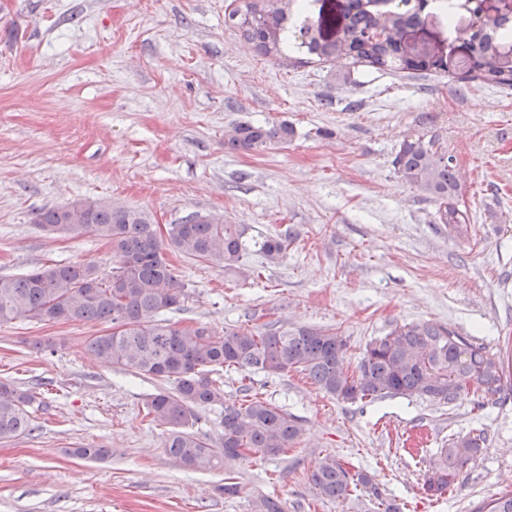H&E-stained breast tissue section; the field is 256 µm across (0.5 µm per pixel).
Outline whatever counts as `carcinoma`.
<instances>
[{
	"instance_id": "carcinoma-1",
	"label": "carcinoma",
	"mask_w": 512,
	"mask_h": 512,
	"mask_svg": "<svg viewBox=\"0 0 512 512\" xmlns=\"http://www.w3.org/2000/svg\"><path fill=\"white\" fill-rule=\"evenodd\" d=\"M238 0L224 13V24L267 58L285 56L281 34L288 13L298 0ZM435 0H342V24L333 38L315 34L310 24L299 26L301 46L309 58L302 64L336 62V76L350 75L348 60L376 72L420 70L401 45V33L416 28ZM483 0H459V9L474 18L466 33L469 54L464 70L489 87L512 86V67L500 59L499 40L512 26V15H483ZM294 128L286 122H240L224 132V147L255 152L286 144ZM394 170L409 186L437 204L436 220L459 231L467 213L454 207L459 184L448 149L426 130L402 136L392 160ZM32 223L45 229L89 233L112 248L116 265L101 270L83 263L47 266L20 276H0V323L86 321L109 325L89 338L87 348L98 360L135 374L173 384L147 403L148 414L167 430L166 454L178 464L207 471L223 459L276 455L302 436L299 420L283 408L254 396L241 407L224 405L221 372L261 371L307 375L323 392L343 401L376 400L388 396L420 397L439 403L458 400L471 383L482 402L497 401L503 390L505 365L496 352L441 324H395L367 343L354 369L345 364L343 338L329 330L274 326L263 332L226 330L218 335L204 326L181 327L157 319L178 308L187 297L186 283L167 257L171 249L199 261L219 260L224 270L243 269L244 230L200 213H190L169 225L167 237L149 213L112 204L110 200H75L40 210ZM288 235L265 236L260 251L270 263L282 260ZM35 400L28 390L0 382V440L34 430L27 407ZM224 406V439L216 451L190 429L198 408ZM485 437L457 436L439 450L426 481L427 491L442 494L460 471L483 452ZM311 482L323 499L347 500L358 487L376 492L372 478L353 473L336 457L326 455L315 465ZM471 512H512V492L478 502Z\"/></svg>"
}]
</instances>
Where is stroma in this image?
<instances>
[{
  "label": "stroma",
  "mask_w": 512,
  "mask_h": 512,
  "mask_svg": "<svg viewBox=\"0 0 512 512\" xmlns=\"http://www.w3.org/2000/svg\"><path fill=\"white\" fill-rule=\"evenodd\" d=\"M230 0H0V275L57 263L110 269L108 245L50 235L34 212L109 199L160 225L198 212L240 225L247 272L170 254L188 285L164 317L216 334L329 328L356 366L396 323H438L492 350L512 349V90L451 73L389 74L301 66L257 54L224 24ZM412 40L454 63L462 43L436 15ZM285 121L292 141L230 152L240 122ZM425 129L456 159L468 232L448 234L436 205L406 185L392 159L401 136ZM289 233L266 263L258 244ZM97 323L0 324V380L36 395L32 434L0 441V512H471L503 493L512 469V376L497 402L477 406L392 396L333 398L305 375L225 370L224 402L197 411L194 432L220 447L224 409L245 389L283 406L304 429L288 450L210 471L174 463L164 427L145 416L157 382L95 360ZM52 339L55 353L38 352ZM483 434L484 451L447 492L425 482L437 451ZM106 448L92 461L76 448ZM334 455L372 477L377 495L317 497L316 462ZM240 492L224 496L226 474Z\"/></svg>",
  "instance_id": "obj_1"
}]
</instances>
